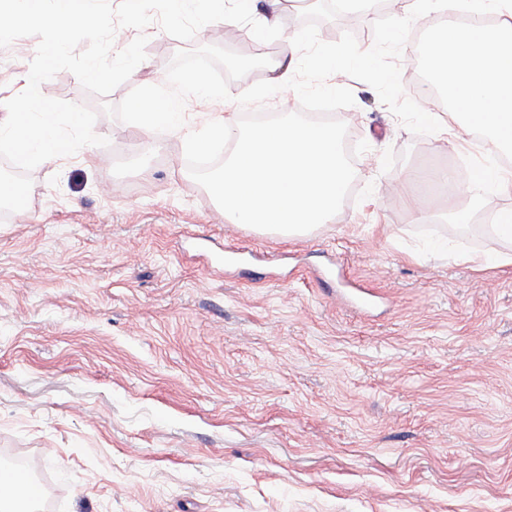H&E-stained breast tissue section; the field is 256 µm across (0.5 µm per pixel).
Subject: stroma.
Instances as JSON below:
<instances>
[{"instance_id": "1", "label": "stroma", "mask_w": 512, "mask_h": 512, "mask_svg": "<svg viewBox=\"0 0 512 512\" xmlns=\"http://www.w3.org/2000/svg\"><path fill=\"white\" fill-rule=\"evenodd\" d=\"M187 42L151 24L146 59L109 96L62 71L49 98L98 113L108 147L38 165L28 207L0 219V449L57 497L48 512H512V267L501 243L446 226L465 183L447 134L417 135L342 76L354 160L333 223L285 238L231 223L189 174L183 133L104 113ZM38 40L0 49V99ZM257 251L225 274L208 257ZM377 297L351 309L324 257Z\"/></svg>"}]
</instances>
